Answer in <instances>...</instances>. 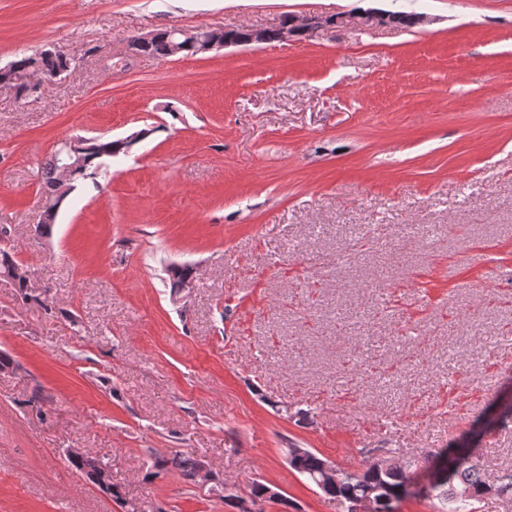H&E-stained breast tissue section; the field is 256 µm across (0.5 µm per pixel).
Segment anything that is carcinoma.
I'll list each match as a JSON object with an SVG mask.
<instances>
[{"label": "carcinoma", "instance_id": "obj_1", "mask_svg": "<svg viewBox=\"0 0 512 512\" xmlns=\"http://www.w3.org/2000/svg\"><path fill=\"white\" fill-rule=\"evenodd\" d=\"M175 41L176 36L170 34V29L158 30L153 38L143 46V55L170 57ZM69 67L70 58L60 51L45 50L16 60L17 70H36L43 79H50L56 71ZM148 134V130L142 129L125 139L92 138L81 155L80 166L73 171V183L76 184L92 176L102 159L125 152L132 143L147 137ZM58 176L57 157L53 155L45 163L41 176L42 192L49 204V207L43 211L44 220L38 227V231L43 235L50 234L52 226L56 223L57 200L53 198V195ZM67 462L74 469L85 473L88 479L111 500L122 506L126 505L127 499L124 497L122 489L112 483L110 479L105 482L100 479V475L109 469L106 463L100 460L90 462L86 458L76 455L67 457ZM322 462V457L308 450L296 458L293 470L314 483L321 470ZM200 464L201 460L183 452L176 451L170 455H158L153 458L151 472L147 474V477L153 478L174 471L192 486ZM438 464L448 470V479L434 488L430 499L448 504L452 502L451 491L455 488H469L473 492L472 497L459 501L453 512H474L472 504L481 501L489 493L497 495L502 492L512 496V470H507L499 475L495 485L488 484L482 474L481 461L471 447L463 448L456 445L444 449L439 455ZM409 482L410 477L401 467L394 466L379 473L374 470V467L368 465L363 474L345 477L337 484H327L322 491L340 501L344 505V509L347 510L352 502L364 497L367 490L373 485L381 488L380 495L383 497L399 499L404 496L405 486Z\"/></svg>", "mask_w": 512, "mask_h": 512}]
</instances>
